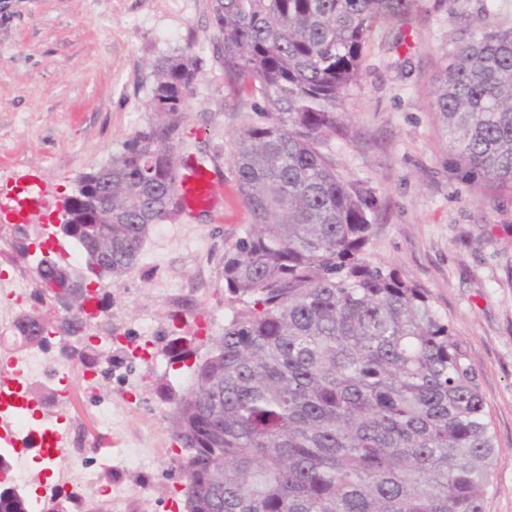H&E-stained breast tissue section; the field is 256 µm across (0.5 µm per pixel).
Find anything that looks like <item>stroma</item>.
Segmentation results:
<instances>
[{"instance_id":"stroma-1","label":"stroma","mask_w":512,"mask_h":512,"mask_svg":"<svg viewBox=\"0 0 512 512\" xmlns=\"http://www.w3.org/2000/svg\"><path fill=\"white\" fill-rule=\"evenodd\" d=\"M511 18L512 0H415L378 22L346 98L345 131L323 148L374 202L368 258L428 291L466 344L499 448L486 512H512V196L452 176L429 99L446 51ZM214 33L210 0H0V189L29 173L46 194L20 215L1 207L0 221L29 235L51 228L82 175L152 121L155 64L187 52L199 70L183 137L215 172L224 206L152 226L93 322L128 354L98 385L111 429H87L105 445L94 468H111L126 491L112 512H185L168 396L193 376L164 347L175 333L194 336L188 362L202 360L232 314L224 251L251 218L230 154L255 114L225 74Z\"/></svg>"}]
</instances>
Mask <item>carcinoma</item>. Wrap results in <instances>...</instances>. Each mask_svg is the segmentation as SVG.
Masks as SVG:
<instances>
[{"instance_id":"cac0c4a2","label":"carcinoma","mask_w":512,"mask_h":512,"mask_svg":"<svg viewBox=\"0 0 512 512\" xmlns=\"http://www.w3.org/2000/svg\"><path fill=\"white\" fill-rule=\"evenodd\" d=\"M409 0H211L225 73L262 101L230 161L252 223L224 252L233 307L171 394L186 512H485L495 433L464 340L431 298L366 256L372 203L322 152L358 84L376 24ZM155 120L107 168L85 173L69 221L88 219L112 183V260L132 268L150 225L181 212L178 151L198 69L187 54L155 66ZM463 178L512 195V25L478 29L447 53L431 103ZM25 342L60 332L26 319ZM179 336L168 343L184 360ZM97 368L96 348L61 347ZM0 512L30 501L0 492Z\"/></svg>"}]
</instances>
